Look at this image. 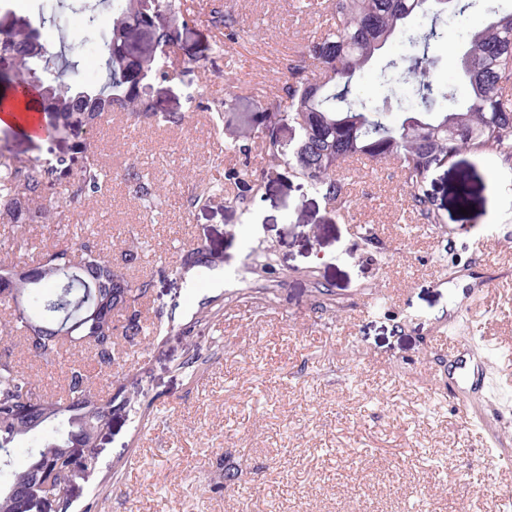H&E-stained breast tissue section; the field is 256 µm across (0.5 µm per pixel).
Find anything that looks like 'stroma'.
I'll return each mask as SVG.
<instances>
[{"instance_id": "35a3bbf8", "label": "stroma", "mask_w": 512, "mask_h": 512, "mask_svg": "<svg viewBox=\"0 0 512 512\" xmlns=\"http://www.w3.org/2000/svg\"><path fill=\"white\" fill-rule=\"evenodd\" d=\"M57 2L0 0V27L38 29L75 61L67 78L102 85V63L77 44L87 0ZM211 2L181 0L192 22L162 60L167 78L140 79L183 126L117 113L53 138L0 125L1 160L102 154L111 181L62 221L99 228L115 250L140 243L128 274L154 284L143 317L157 329L134 346L127 382L143 412L114 402L96 469L70 488L73 512H512V165L463 153L433 168L439 224L400 203L394 159L349 161L337 201L288 165L268 168V135L244 138L237 115L272 111L283 58L316 36L331 0H220L245 31L226 46ZM131 164L160 189L153 215L129 190ZM232 169L259 185L248 208L233 201ZM208 182L223 195L189 205ZM259 248L271 275L250 271ZM462 349L478 387L448 382Z\"/></svg>"}]
</instances>
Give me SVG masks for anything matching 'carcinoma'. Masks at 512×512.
I'll return each instance as SVG.
<instances>
[{"label":"carcinoma","instance_id":"cac0c4a2","mask_svg":"<svg viewBox=\"0 0 512 512\" xmlns=\"http://www.w3.org/2000/svg\"><path fill=\"white\" fill-rule=\"evenodd\" d=\"M472 0H333L334 23L321 36L288 56L284 82L266 128L286 120L297 138L284 148L271 137L265 144L268 166L286 162L310 187L329 199L345 188L343 165L352 158L400 162L402 190L411 206L429 224L443 223L425 190L431 169L463 152L488 154L512 163V108L505 91L512 86V13L486 5L485 22L462 34L463 44L449 49L457 59L459 82L468 90L458 106L456 88L437 75L436 46L447 43L448 20L465 15ZM210 22L222 39L235 42L242 29L237 17L223 7L210 11ZM188 22L180 0H116L103 53L107 81L86 87L64 78L68 66L50 67L48 49L32 29L0 30V55L12 60L10 82L34 88L42 110L55 115L54 133L63 137L77 128H94L112 112L134 122L179 126L184 116L158 115L138 73L165 75L156 50L175 51ZM398 37L408 49L387 58L381 76L386 94L372 101L354 94L356 79L370 70L374 59ZM411 88L414 104L406 107L398 90ZM399 111L396 123L389 117ZM72 177L65 196L52 192L55 174ZM111 174L91 153L59 156L55 164L6 159L0 161V219L16 226L43 224L59 240L45 245L32 266H19L9 254L19 241H0V293L18 292L23 310L4 301L9 319L0 333L17 335L34 363L52 365L60 354H71L60 391L43 394L36 375L20 368L11 346L0 349V512H33L31 495L40 492L37 477L51 481L63 495V476L71 464L67 450L86 448L88 465L95 464L97 439L112 422V403L119 398L135 408L126 395V372H116L120 359L115 339L132 345L146 338L142 307L153 284L132 281L124 268L136 264V248L121 251L122 264L99 232L67 234L62 208L95 196ZM138 198L151 207L159 189L144 179L135 165L126 172ZM43 330L30 331L31 324ZM93 355L100 370L113 376L115 393L99 396L79 352ZM31 437L43 439L38 448H12Z\"/></svg>","mask_w":512,"mask_h":512}]
</instances>
